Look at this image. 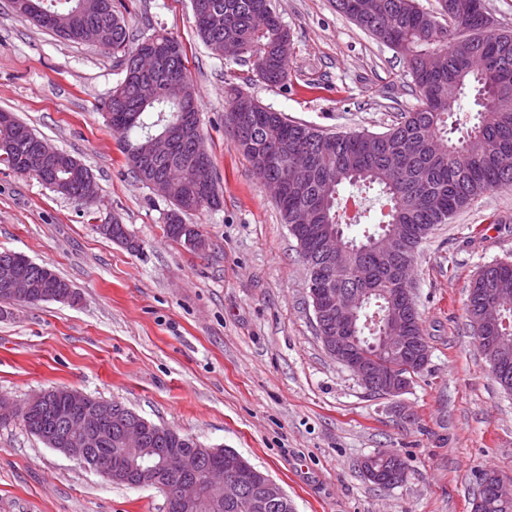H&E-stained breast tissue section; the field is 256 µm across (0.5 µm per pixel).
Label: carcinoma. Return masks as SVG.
I'll return each mask as SVG.
<instances>
[{
	"label": "carcinoma",
	"mask_w": 512,
	"mask_h": 512,
	"mask_svg": "<svg viewBox=\"0 0 512 512\" xmlns=\"http://www.w3.org/2000/svg\"><path fill=\"white\" fill-rule=\"evenodd\" d=\"M361 2L335 0L336 10L403 58L418 97L416 107L400 113L379 133L381 144H369L366 133L327 132L290 122L235 88L228 111H235L238 102L245 100L259 115L250 129L243 133L235 129L233 134L256 174L273 191L285 223H294L297 212L306 210L310 224L343 237L353 249L351 269L331 270L335 287L354 296L366 288L398 292L414 304L415 293L399 282L397 267L414 264L427 239L424 228L449 224L460 209L484 193L512 186V29L499 25L484 0H439L435 13L421 10L417 0H370L371 10L360 14ZM200 4L209 15L193 14L195 29L213 54L235 60L246 56L258 80L286 84L293 40L271 0H200ZM12 5L16 13L72 42H82L86 27L102 30L105 50L120 63L147 40L173 42L177 53L169 68L187 70L177 39L161 31L132 34L115 0H12ZM468 91L477 95L479 110L465 134L454 139L448 135V118L457 97ZM103 109L116 115L112 130L120 135L126 163L138 178L136 147L178 123L183 112L171 83L161 80L147 94L128 76L113 88ZM34 136L33 129L20 120L0 124V144L12 147L9 154L0 150V165L38 176L39 161L30 145ZM187 158V145L178 143L155 164L156 171L176 188L168 215L177 223L165 225L167 236L175 241L188 213L220 206L214 169H209L207 184L200 190L188 172ZM345 186L374 190L387 207L374 230L364 231L360 241L346 236L341 223L340 189ZM392 224L406 229V241L396 254L387 255L378 244ZM293 238L302 258L328 270L318 260L312 238L298 233ZM28 272L33 277L50 275L58 285L71 287L45 265L34 262ZM487 275L482 287L512 293V265H489ZM386 309L381 294L369 297L360 309L359 336L365 338L363 346L372 355L379 354L371 342L380 334V325L372 321L367 326L365 320ZM146 431L149 448H173L192 456L198 445L153 422ZM115 441V430L102 432L86 464L113 456ZM395 461L409 470L407 461L391 450L375 461V468L387 479ZM484 496L482 512H512V487L489 488Z\"/></svg>",
	"instance_id": "obj_1"
}]
</instances>
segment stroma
Here are the masks:
<instances>
[{
  "instance_id": "35a3bbf8",
  "label": "stroma",
  "mask_w": 512,
  "mask_h": 512,
  "mask_svg": "<svg viewBox=\"0 0 512 512\" xmlns=\"http://www.w3.org/2000/svg\"><path fill=\"white\" fill-rule=\"evenodd\" d=\"M133 33L182 42L222 204L187 216L207 246L168 238L170 202L137 181L102 107L123 78L111 54L56 36L0 0V112L91 171L93 203L0 166V250L68 279L74 304H15L0 314V396L22 402L68 387L116 400L209 448L267 471L295 512H471L474 473L512 477V395L467 325L478 270L512 261V188L484 194L438 226L413 266L429 361L408 391L365 389L323 349L307 270L270 189L236 147L226 91L237 86L288 120L380 133L416 105L400 58L334 0H272L293 37L288 82L213 55L191 0H123ZM118 220L133 253L99 234ZM397 451L405 483L383 488L361 460ZM0 512H165V494L103 478L46 447L22 420L0 421Z\"/></svg>"
}]
</instances>
